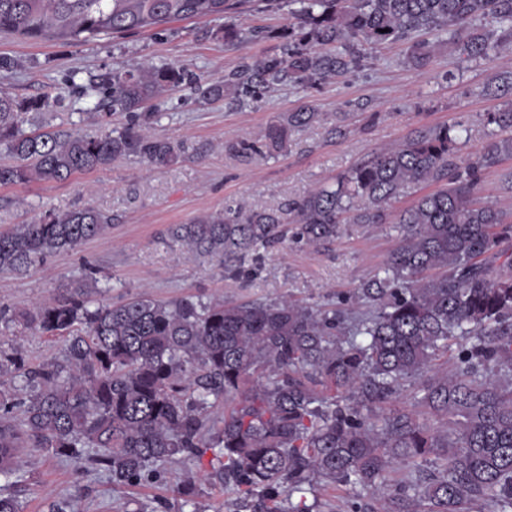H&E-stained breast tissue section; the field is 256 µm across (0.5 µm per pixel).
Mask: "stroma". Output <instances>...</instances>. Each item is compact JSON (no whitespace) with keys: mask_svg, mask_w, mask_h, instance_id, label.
Instances as JSON below:
<instances>
[{"mask_svg":"<svg viewBox=\"0 0 512 512\" xmlns=\"http://www.w3.org/2000/svg\"><path fill=\"white\" fill-rule=\"evenodd\" d=\"M259 36L241 47L225 45L217 20L186 19L160 29L88 43L31 41L0 34V57L17 62L0 72V88L18 100L56 94L57 103L27 114L26 131L64 130L96 134L95 99L84 87L97 84L122 64L145 60L187 66L205 79H218L244 62L282 50L278 34L288 23L287 11L255 5L236 19ZM403 44L366 50L347 78L307 91L280 86L259 102L244 106L206 105L187 89L162 97L153 135L181 146L176 164L150 167L133 158L115 159L104 170L79 173L64 182L0 185V229L30 223L35 216L92 205L112 217L105 233L80 251L62 252L23 275L0 272V306L22 313L73 287L86 275L112 285V298L202 297L227 301L297 300L324 302L371 278L386 264L396 245L387 224H345L331 243L306 246L287 242L264 253L247 281L227 277L216 261L171 244L166 230L173 224L222 210L226 201L244 209H269L334 181L337 175L366 160L374 151L394 146L412 132L458 124L470 130L460 146L463 159L475 158L488 144L487 113L499 101L486 95V84L506 66L512 54L470 62L440 47L424 70L405 62ZM312 102L322 122L295 131L285 151L274 158L242 159L225 151L230 142L262 145L269 124L280 114ZM512 171V154L486 170L477 186L481 201L512 212V191L502 181ZM22 348L31 362L62 357V339L45 336L25 322L0 330V351ZM24 477L18 485L22 512H49L52 502L72 499L76 512H220L227 492L202 472L169 465L163 481L114 487L99 472L84 471L41 449H27ZM195 477V506L173 499L172 484L186 474Z\"/></svg>","mask_w":512,"mask_h":512,"instance_id":"1","label":"stroma"}]
</instances>
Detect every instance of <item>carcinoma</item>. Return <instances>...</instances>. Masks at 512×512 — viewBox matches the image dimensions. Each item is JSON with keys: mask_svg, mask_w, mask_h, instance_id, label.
Masks as SVG:
<instances>
[{"mask_svg": "<svg viewBox=\"0 0 512 512\" xmlns=\"http://www.w3.org/2000/svg\"><path fill=\"white\" fill-rule=\"evenodd\" d=\"M249 2L0 0V33L85 43L222 18L224 43L235 45L244 41L235 17ZM264 2L288 6L281 54L205 83L177 64L116 68L85 91L104 101L98 135L26 133L24 113L49 107L48 99L0 93V146L13 157L0 164V185L64 181L119 157L170 165L178 145L149 133L154 102L169 90L240 104L286 82L307 89L346 78L363 50L387 43L406 44L416 68L431 61L430 35L473 60L512 47V0ZM485 92L505 102L488 114L497 131L473 161L456 156L466 128L419 130L277 209L229 204L167 230L239 274L251 252L286 241L288 222L315 246L342 224L394 225L385 266L334 304L100 302L94 280L23 312L66 349L38 365L18 349L0 357V379L23 382L19 396L0 392V481L19 482L21 450L42 448L118 487L161 480L178 461L206 464L215 482L239 493L227 512H315L306 494L317 478L360 489L348 512H473L486 501L493 512H512V221L473 199L480 172L512 152V70ZM118 113L128 122L114 130ZM321 117L308 103L279 115L264 134L267 153L284 151L293 131ZM425 182L441 187L393 210L406 187ZM111 221L86 206L0 230V269L23 274L80 249ZM451 348V370L429 375ZM411 380L419 382L412 407H389ZM229 399L236 404L224 417L212 416ZM422 408L443 424L421 421ZM397 464L410 468L407 478L380 506L365 500Z\"/></svg>", "mask_w": 512, "mask_h": 512, "instance_id": "obj_1", "label": "carcinoma"}]
</instances>
